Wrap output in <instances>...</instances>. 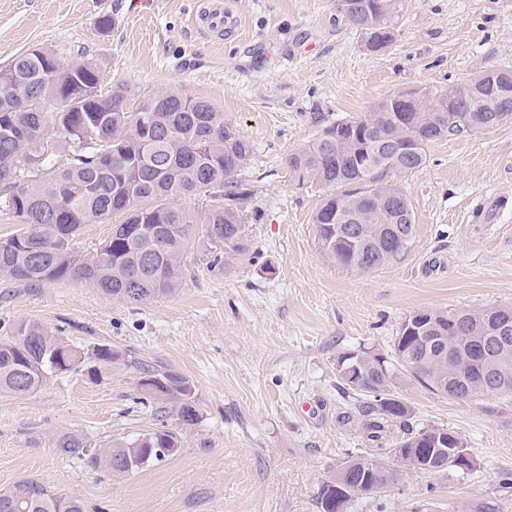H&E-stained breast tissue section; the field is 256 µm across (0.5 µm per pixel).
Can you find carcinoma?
<instances>
[{
  "mask_svg": "<svg viewBox=\"0 0 512 512\" xmlns=\"http://www.w3.org/2000/svg\"><path fill=\"white\" fill-rule=\"evenodd\" d=\"M399 0H352L342 17L379 52L395 39L392 20ZM101 71L92 61L61 63L48 51L26 52L0 66V191L20 229L0 238V275L40 285L67 279L92 283L119 302L137 305L176 293L184 255L192 238L214 266L250 251L244 208L251 190L239 179L252 155L251 143L204 100L167 90L129 104L131 90L118 84L100 91ZM491 76L470 79L474 93L453 86L445 93L410 91L406 102L390 95L363 116L345 121L354 136L340 139L342 123L330 125L288 159L289 179L315 182L328 194L312 217L317 249L344 269L369 272L397 260L414 233V216L398 224L385 210L384 195L409 202L394 178L423 167L427 146L450 135L484 128L505 118L475 111L489 94ZM388 142L397 148L380 186L366 177L362 163ZM203 200L190 208L178 200ZM111 235L93 252L80 247L83 229L107 224ZM508 324L503 331L501 326ZM88 378L112 373L118 355L94 347ZM391 356L427 391L453 400L512 396V306L481 309H426L401 325ZM81 353L38 324L0 325V392L23 395L51 376L73 373ZM354 367L345 384L367 401L354 404L355 418L372 448L350 455L321 486L322 512H336L334 486L386 489L396 477L384 458L397 453L417 470L430 460L467 474L477 463L462 438L446 429L409 428L396 448L383 442L387 423L409 410L394 395L387 357L370 350L339 358ZM140 387L165 402L184 426L199 419L191 382L174 370L134 362ZM59 452L112 474L123 475L164 457L161 448L180 451L167 425L93 450L82 435L57 436ZM0 512H83L82 504L36 478H23L0 492Z\"/></svg>",
  "mask_w": 512,
  "mask_h": 512,
  "instance_id": "cac0c4a2",
  "label": "carcinoma"
}]
</instances>
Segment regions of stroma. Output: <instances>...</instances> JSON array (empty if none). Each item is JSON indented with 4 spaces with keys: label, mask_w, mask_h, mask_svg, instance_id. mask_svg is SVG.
<instances>
[{
    "label": "stroma",
    "mask_w": 512,
    "mask_h": 512,
    "mask_svg": "<svg viewBox=\"0 0 512 512\" xmlns=\"http://www.w3.org/2000/svg\"><path fill=\"white\" fill-rule=\"evenodd\" d=\"M205 0H0V66L34 48L100 64L103 90L143 100L169 88L209 101L253 146L244 172L251 251L228 266L188 252L179 290L127 305L82 280L31 286L0 276V323L40 324L81 351L110 345L122 361L94 382L74 372L26 395L0 393V491L25 477L78 499L84 512H320L317 493L348 452L363 450L345 353L390 354L402 322L427 308L512 304V120L431 143L401 175L414 212L406 251L370 272L319 255L312 216L321 186L291 183L287 158L330 124L409 90H447L512 68V0H399L396 37L372 54L336 0H227L233 37H206ZM112 14L110 32L97 29ZM194 385L199 419L166 423L182 448L120 477L68 459L56 436L99 445L148 432L157 401L138 404L131 361ZM411 409L390 425H433L463 438L469 474L399 468L347 512H512V399L459 401L400 376Z\"/></svg>",
    "instance_id": "stroma-1"
}]
</instances>
